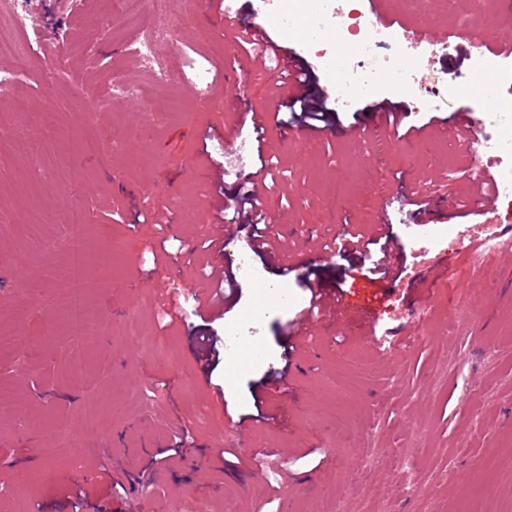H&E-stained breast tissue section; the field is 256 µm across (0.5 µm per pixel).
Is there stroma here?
I'll use <instances>...</instances> for the list:
<instances>
[{
	"instance_id": "1",
	"label": "stroma",
	"mask_w": 512,
	"mask_h": 512,
	"mask_svg": "<svg viewBox=\"0 0 512 512\" xmlns=\"http://www.w3.org/2000/svg\"><path fill=\"white\" fill-rule=\"evenodd\" d=\"M32 14L29 38H41L33 68L12 89L29 110L51 112L54 146L32 152V134L7 97L0 96V364L1 374L26 405V418L0 415V512H127L129 501L106 483H83L84 472L111 468L124 483H150L157 512H512V253L474 265L464 250L440 251L414 264L412 242L453 236L481 223L435 196L440 186L469 190L474 168L453 139L418 148L390 130L374 132L375 103L403 108L422 125L454 112L484 118L486 104L466 94L477 73L472 37L494 39L491 26L459 27L456 14L490 12L493 0H388L389 16L447 29L450 38L424 85L441 76L448 91L416 105L415 91L384 80L350 110L335 112L326 135L306 138L298 128L257 141L244 115L287 101L278 61L235 76V60L258 12L256 0H237L216 14L204 0H168L155 16L168 36L155 62L171 73L185 65V50L210 62L207 98L183 83L154 84L149 68L129 53L139 30L84 0H69ZM270 36L304 64L313 91L333 104L337 71L361 73L357 53L343 48L315 57L306 40L274 17ZM119 80L140 86L137 97L117 98L111 111L91 117L87 98H105L107 83L95 59ZM82 94H74L73 86ZM181 99L183 109L157 118L146 109L153 95ZM245 153L246 164L271 160L267 192L273 233L290 261L305 264L287 275L261 257L253 262L265 285L239 280L223 313L199 310L206 264L236 273L249 248L240 227L222 248L205 253L215 231L211 197H237L241 178L212 176ZM425 194L429 212L414 218L405 198ZM41 221L27 223L31 206ZM92 215L80 229L95 250L111 252L112 270L94 272L91 304L110 326L70 339L55 303L67 265L63 251L33 255V237L57 238L72 208ZM143 222H136V215ZM389 226L401 265L394 280L380 278L371 250L359 256L322 247L323 236L371 233L376 217ZM342 298L338 318L316 324L311 335L289 337L288 327L309 304L310 278ZM40 296L28 291L31 280ZM292 298L278 307L280 289ZM179 302L181 315L163 316ZM428 319L416 324L420 306ZM246 324L263 351L259 363L230 368L223 349L209 362L196 359L195 336L223 338L226 327ZM420 338L403 345L405 332ZM96 359L81 385L71 366L84 353ZM284 371V396L259 394L261 381ZM112 403L110 427L90 433L85 412ZM188 441L180 459L158 452ZM59 447L56 455L49 446ZM268 450L267 458L239 463L234 449ZM90 504L75 510L74 490Z\"/></svg>"
}]
</instances>
